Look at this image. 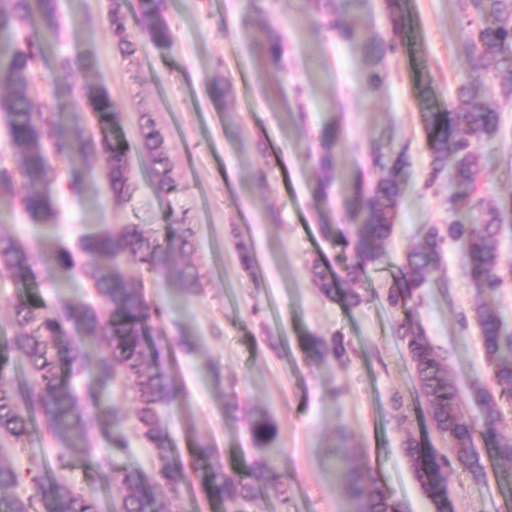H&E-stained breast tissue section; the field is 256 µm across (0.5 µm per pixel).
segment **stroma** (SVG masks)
<instances>
[{
  "label": "stroma",
  "mask_w": 512,
  "mask_h": 512,
  "mask_svg": "<svg viewBox=\"0 0 512 512\" xmlns=\"http://www.w3.org/2000/svg\"><path fill=\"white\" fill-rule=\"evenodd\" d=\"M137 3L126 6L127 33L137 44L135 54L126 55L112 30V0H58L62 39L45 51L40 99L55 110L68 140L76 125L94 127L82 93L90 84L109 92L126 139L136 140L140 114L151 113L166 141L174 192L154 193L148 161L136 153L128 168L136 191L116 199L106 155L78 150L70 157L77 187L62 180L51 187L54 225L32 221L22 211L25 182L14 175L0 186V233L37 252L53 239L71 242L121 224L158 228L171 206L186 213L194 246L180 260L200 273L194 294L157 285L140 263L123 264L129 283L163 308V328L183 333L189 343L163 362L178 399L160 418L174 441L175 459L187 463L191 477L174 498L173 512H224L203 494L206 466L190 456L196 440L213 442L225 466L243 475L260 459L244 422L224 416V401L232 396L241 412L264 409L279 426L282 483L251 499L248 512H348L344 481L324 458L342 430L403 512H432L402 443L412 434L444 452L448 442L424 426V403L406 345L396 334L404 312L389 308L384 294L407 251L427 229L448 222L449 174L431 189L422 187L429 161L424 115L456 105L458 84L473 62L457 0H399L404 47L388 62V83L371 95L360 43L317 31L309 0H268L265 13L247 26L242 20L248 0H162L171 34L167 45L141 27ZM272 29L287 37V61L280 69L259 55ZM63 55L72 60L64 78L57 71ZM90 57L96 65L89 70L84 62ZM501 115L499 134L475 144L484 162L479 189L495 202L512 195V101L502 102ZM332 123L342 130L335 150L340 180L368 171L370 144L388 128L408 145L413 161L402 182L393 234L381 259L354 285L353 304L324 297L308 272L318 259L336 273L353 259L352 247L338 234L339 198L314 197L318 137ZM260 174L266 178L261 188L255 184ZM242 242L254 258L248 268L237 250ZM467 263L461 249L446 244L441 267L411 304L464 392L473 377L490 376L476 318L480 305L497 310L512 333V217L500 250L502 288L481 294L466 274ZM36 273L34 286L0 276L1 337L24 332L13 320L20 298L89 301L82 281L49 280L41 267ZM446 279L452 283L448 291L441 287ZM311 334L337 338L345 346L343 356L313 359L302 344ZM34 448L48 457L55 453L44 431L19 444L0 440V461L20 474L17 486L1 491V498L29 494ZM478 450L483 481L460 467L448 472L456 512H512V462L487 455L486 445Z\"/></svg>",
  "instance_id": "stroma-1"
}]
</instances>
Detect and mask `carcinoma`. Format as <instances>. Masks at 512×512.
I'll use <instances>...</instances> for the list:
<instances>
[{
	"mask_svg": "<svg viewBox=\"0 0 512 512\" xmlns=\"http://www.w3.org/2000/svg\"><path fill=\"white\" fill-rule=\"evenodd\" d=\"M366 0H313L320 25L336 39L351 42L359 38L350 21L352 10ZM466 20V46L475 58L457 89L458 103L445 111L430 112L425 118L429 164L425 187H430L453 161L455 190L448 196V209L455 215L466 210L473 220L458 218L444 228H431L422 241L405 255L398 265L395 283L385 294L391 308L403 307L405 319L398 333L407 344L416 384L423 395L426 416L432 427L448 440L450 453L423 448L410 435L402 445L415 478L430 500L434 512H455L448 489V469L458 465L475 478L484 475L485 466L476 450V435L498 455L512 459V438L500 430L502 415L495 399L478 379L470 383L469 398L480 407V421L466 416L464 398L448 376L424 330L417 324L408 302L428 283L429 276L442 263L444 244L459 245L469 259L468 273L490 295L502 286L499 271L501 234L506 216L512 214V200L499 206H487L478 195V175L482 157L474 141L496 135L501 126L498 100L512 99V0H473L475 14L469 13L468 0H459ZM127 0H112V29L121 37L119 47L125 54L136 52L137 44L126 33ZM389 28L364 44L367 64L366 85L377 92L387 81L388 59L401 49L403 16L395 0H386ZM138 18L159 42L170 38L162 15L160 0H139ZM59 30L56 0H0V112L4 113L10 136L24 147L18 162L26 183L21 209L30 218L51 223L57 215L55 198L47 187L59 179V163L69 159L70 151L84 142V129L76 130L75 142L60 140L55 113L38 103L37 83L44 45L56 41ZM285 55L284 37L267 33L264 56L279 64ZM91 112L98 127V146L109 160L108 181L112 194L123 198L130 193L127 167L134 152L147 154L152 165V186L159 194L169 192L172 183L164 140L151 117L141 126L140 141L130 142L112 136V126L120 115L103 87H87ZM341 140L340 129L328 125L321 130L322 151L317 159L315 194L340 199V223L353 226L354 261L345 267L344 278L330 276L319 262L310 274L321 291L336 297L341 281L355 284L367 274L368 266L381 259V246L393 233L399 208V175L412 165L404 146H396L394 132L386 130L369 152L377 180L361 175L348 183L336 174L334 150ZM194 229L186 214L169 207L165 223L149 235L140 224H122L115 231L85 235L74 245L58 242L46 257L28 254L13 238L0 235V270L24 276L42 262L55 275L83 280L93 297L104 299L111 311L103 320L94 304L79 307L59 297L48 303L40 298L20 299L14 306L15 321L31 330L13 340L0 343V437L22 440L40 425L58 443L54 459L36 461L37 475L26 498L0 499V512H105L101 487L117 489L119 502L113 512H172L170 501L146 493L149 477L138 468L119 461L130 454L125 416L116 410L112 391L124 387L126 397L135 405V418L144 442L153 448L154 477L178 495L190 475L184 463L173 460L174 441L158 419V409L175 403L171 377L147 366V348L155 356L186 348L187 342L169 335L164 329H150L149 322L161 320L163 310L152 306L141 288L132 287L121 263L133 260L147 266L160 285L173 284L185 294L197 287L199 275L179 264L176 255L193 247ZM481 344L492 378L512 388V334L506 332L496 310L478 309ZM68 341L66 356L50 354L49 348ZM95 350L94 384L87 390L76 383L88 367L87 346ZM308 352L316 359L339 356L336 343L320 337L304 338ZM247 432L252 445L268 453H277L278 426L266 413L256 411L248 420ZM102 436L107 447L93 453L91 439ZM194 459L211 462L205 494L224 503V512H245V503L270 484L279 481L272 460L250 465L249 482L226 469L215 457L209 442H198L190 449ZM337 472L347 484L352 512H398L378 481L367 477L369 464L364 453L349 448L328 451ZM75 459L88 460L89 484L81 491L72 489L58 471L67 469Z\"/></svg>",
	"mask_w": 512,
	"mask_h": 512,
	"instance_id": "obj_1",
	"label": "carcinoma"
}]
</instances>
